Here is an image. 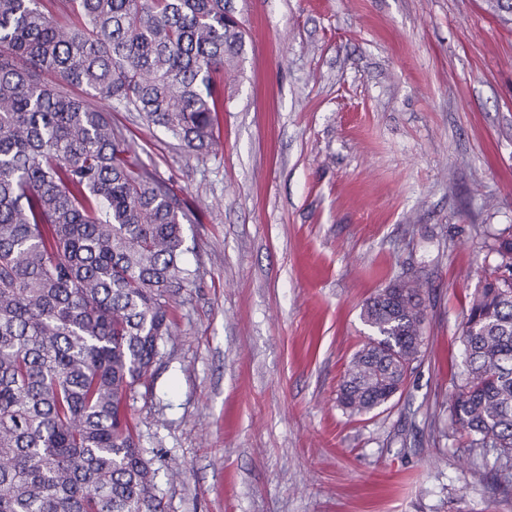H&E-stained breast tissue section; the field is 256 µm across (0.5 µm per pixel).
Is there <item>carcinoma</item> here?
Instances as JSON below:
<instances>
[{
	"instance_id": "obj_1",
	"label": "carcinoma",
	"mask_w": 512,
	"mask_h": 512,
	"mask_svg": "<svg viewBox=\"0 0 512 512\" xmlns=\"http://www.w3.org/2000/svg\"><path fill=\"white\" fill-rule=\"evenodd\" d=\"M78 16L59 25L53 9ZM245 35L227 0H0V512H161L127 401L172 335L187 204L143 171L93 91L190 151L215 141ZM58 81L49 83L43 74ZM461 323L451 424L512 469V239ZM423 285L363 304L338 405H386L419 359Z\"/></svg>"
}]
</instances>
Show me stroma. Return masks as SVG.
Returning <instances> with one entry per match:
<instances>
[{"instance_id":"35a3bbf8","label":"stroma","mask_w":512,"mask_h":512,"mask_svg":"<svg viewBox=\"0 0 512 512\" xmlns=\"http://www.w3.org/2000/svg\"><path fill=\"white\" fill-rule=\"evenodd\" d=\"M209 152L88 94L187 200L193 286L127 413L162 512H512L450 423L460 325L512 236V21L491 0H229ZM425 290L401 394L336 403L364 301Z\"/></svg>"}]
</instances>
